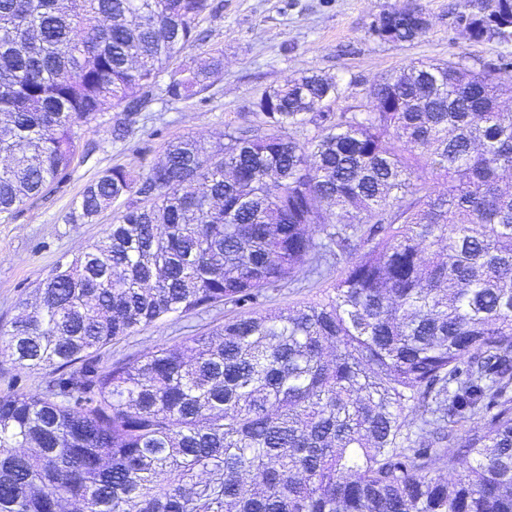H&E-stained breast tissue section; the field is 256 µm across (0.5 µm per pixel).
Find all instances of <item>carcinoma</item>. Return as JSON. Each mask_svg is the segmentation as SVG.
<instances>
[{"instance_id": "cac0c4a2", "label": "carcinoma", "mask_w": 512, "mask_h": 512, "mask_svg": "<svg viewBox=\"0 0 512 512\" xmlns=\"http://www.w3.org/2000/svg\"><path fill=\"white\" fill-rule=\"evenodd\" d=\"M470 36L512 42V0ZM211 0H0V214L52 189L86 133L166 92L209 90ZM389 42L429 29L386 12ZM502 68L407 65L336 112L313 71L253 102L265 130L116 166L71 218L122 202L35 287L0 358L59 376L0 396V512H512V112ZM312 126L317 133L296 134ZM348 256L317 301L260 308ZM223 304L224 323L99 369L140 327ZM485 426L458 440L475 418ZM455 474L453 481L440 472Z\"/></svg>"}]
</instances>
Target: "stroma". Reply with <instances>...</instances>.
<instances>
[{"label": "stroma", "mask_w": 512, "mask_h": 512, "mask_svg": "<svg viewBox=\"0 0 512 512\" xmlns=\"http://www.w3.org/2000/svg\"><path fill=\"white\" fill-rule=\"evenodd\" d=\"M218 10L200 30L204 48L224 54V69L212 87L190 99L157 90L149 110L140 113L126 139H115L110 125L91 133L97 144L89 156H76L66 176L47 197L0 216V327L33 301L36 284L62 260L100 240L122 210L113 205L93 221L74 223L70 214L84 188L106 170L139 171L160 160L168 142L193 135L215 140L222 131L258 132L263 116L252 103L266 89L316 71L337 81L343 96L336 109L365 100L381 78L415 61L463 60L474 66L512 64V44L474 41L455 24L458 0H213ZM430 19L426 34L411 42H381L369 34L380 12L404 5ZM224 307L201 315L169 318L101 350L100 368L131 362L159 346L204 332L224 320Z\"/></svg>", "instance_id": "35a3bbf8"}]
</instances>
